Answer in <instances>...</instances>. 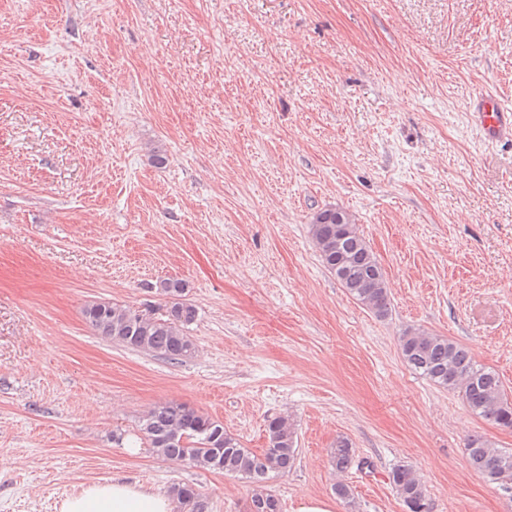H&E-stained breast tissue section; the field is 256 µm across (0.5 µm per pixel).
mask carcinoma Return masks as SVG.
<instances>
[{"label": "carcinoma", "mask_w": 512, "mask_h": 512, "mask_svg": "<svg viewBox=\"0 0 512 512\" xmlns=\"http://www.w3.org/2000/svg\"><path fill=\"white\" fill-rule=\"evenodd\" d=\"M309 234L323 266L348 294L376 317H385L390 305L385 274L353 216L337 208L320 209L312 216ZM185 288L179 279L159 283V293L171 299L162 313L150 306L135 310L118 303L92 302L84 307L83 316L98 335L114 343L181 364L195 352L187 327L197 316L192 304L179 301ZM400 351L414 371L441 388L459 392L472 414L512 429V402L498 374L477 364L463 346L445 336L409 328L400 336ZM138 430L157 456L251 483L250 512H281L278 498L266 483L270 475L284 474L295 464L296 434L287 417L266 420L268 445L259 452L245 447L222 422L181 403L154 405L138 420ZM465 455L471 470L512 492V452L475 437ZM353 456L351 444L340 439L331 450L330 463L343 473ZM390 483L406 512H431L428 490L412 467H394ZM172 493L180 512H207L208 503L194 486L179 484Z\"/></svg>", "instance_id": "1"}]
</instances>
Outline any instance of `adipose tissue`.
I'll return each instance as SVG.
<instances>
[{
  "label": "adipose tissue",
  "instance_id": "adipose-tissue-1",
  "mask_svg": "<svg viewBox=\"0 0 512 512\" xmlns=\"http://www.w3.org/2000/svg\"><path fill=\"white\" fill-rule=\"evenodd\" d=\"M174 499L136 483L89 485L60 504V512H176Z\"/></svg>",
  "mask_w": 512,
  "mask_h": 512
}]
</instances>
